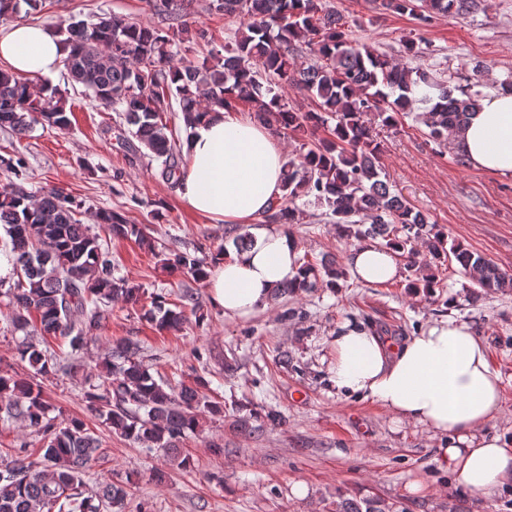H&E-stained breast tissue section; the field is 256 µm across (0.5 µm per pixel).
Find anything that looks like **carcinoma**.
Masks as SVG:
<instances>
[{
  "mask_svg": "<svg viewBox=\"0 0 512 512\" xmlns=\"http://www.w3.org/2000/svg\"><path fill=\"white\" fill-rule=\"evenodd\" d=\"M36 10L42 0H0V19L13 17L20 3ZM160 23L145 26L112 13L95 20H60L53 32L68 48L63 60L67 82L92 92L97 106L118 113L131 127L137 143L159 162V175L170 187L179 186L182 156L164 120L178 104L189 126L214 105L235 112L254 109L258 121L275 133H291L299 151L284 165L283 193L269 202L265 222L302 224L306 211L297 201L312 197L325 209L336 234L358 245L392 249L405 262L406 287L415 295H434L440 287L435 270L454 262L468 278L473 295L512 290V275L470 251L448 242L435 224L390 192L381 178V147L372 138L370 116L388 127L416 101V90L431 106L420 113L428 140L448 147V132L458 130L475 106L479 93L455 89L443 72L411 66L416 43L403 41L406 61L389 59L365 44L347 38L345 22L322 0H211L214 10L238 24L234 41L202 61L182 56L184 44L207 38L191 27L190 0H151ZM477 6L476 0H382L386 10L408 13L422 22L454 16ZM311 63L299 65L297 53ZM308 94L316 109L297 112L284 102L286 86ZM335 125L330 137L311 139L312 132ZM37 123L64 130L69 127L61 90L31 91L29 82L8 67H0V129L18 138ZM25 162L0 156V168L16 182L0 193V226L9 240L4 250L12 262L11 276L0 278L3 296L14 311L13 325L26 332L18 345L21 361L35 375L54 369L46 351L48 339L68 338L72 351L98 327L99 305L139 301L142 287L123 276L101 237L81 220V204L58 189L34 197L20 182ZM95 222L110 238H135L139 247L159 258L161 266L183 271L196 281L207 277L204 261L187 253L173 256L157 250L156 240L119 213L100 209ZM300 279L274 290V296L338 288L347 271L335 261L317 265L300 258ZM200 308L190 291L179 296L178 309L153 300L146 318L160 330L178 331L185 309ZM36 320H31V315ZM129 339L109 343L101 363L103 392H86L89 411L112 432L149 448L165 450L181 468L190 465L182 442L204 432L206 420L224 415V405L208 399L196 385L157 382L149 368L134 359ZM51 404L34 378L0 374V411L25 423L41 436L35 452L21 446L6 464L0 463V512H101L122 508L127 483H101L88 491L84 477L97 463L101 442L84 420L58 423L48 418ZM340 512H388L378 500L345 501Z\"/></svg>",
  "mask_w": 512,
  "mask_h": 512,
  "instance_id": "obj_1",
  "label": "carcinoma"
}]
</instances>
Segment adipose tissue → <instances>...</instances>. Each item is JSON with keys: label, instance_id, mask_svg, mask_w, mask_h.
I'll return each mask as SVG.
<instances>
[{"label": "adipose tissue", "instance_id": "adipose-tissue-1", "mask_svg": "<svg viewBox=\"0 0 512 512\" xmlns=\"http://www.w3.org/2000/svg\"><path fill=\"white\" fill-rule=\"evenodd\" d=\"M66 55L46 26L17 22L0 33V60L18 73L53 76ZM451 140L474 168L512 175V89L479 98ZM183 152L179 199L213 223H254L282 193L285 147L262 123L215 109L190 127ZM299 258L293 234L257 229L252 248L228 252L211 268V304L229 318L268 308L276 286L297 277ZM347 265L349 276L370 284L400 273L395 252L370 245L352 250ZM328 346L332 387L443 437L440 462L459 485L489 496L512 483V444L486 430L502 411L501 377L488 361L485 341L467 325L435 321L395 345L347 319Z\"/></svg>", "mask_w": 512, "mask_h": 512}]
</instances>
